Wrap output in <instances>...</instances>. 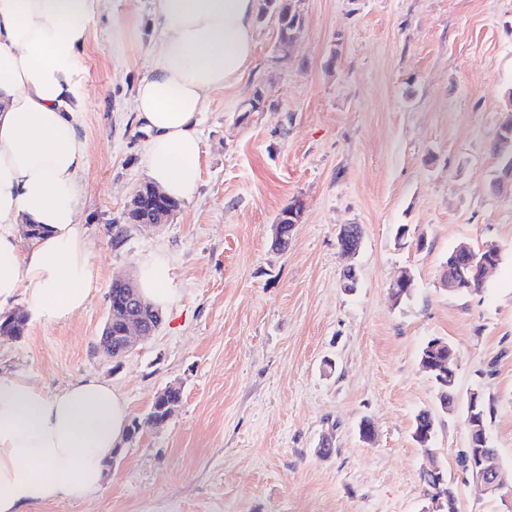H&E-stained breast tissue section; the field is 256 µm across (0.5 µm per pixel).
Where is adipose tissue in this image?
<instances>
[{"label":"adipose tissue","instance_id":"ef3b65f1","mask_svg":"<svg viewBox=\"0 0 512 512\" xmlns=\"http://www.w3.org/2000/svg\"><path fill=\"white\" fill-rule=\"evenodd\" d=\"M101 3L0 0V307L22 294L48 321L84 309L95 287L76 187L89 162L81 61ZM256 17L257 0H152L156 40L135 88L136 120L149 178L179 202L200 184L205 94L242 80ZM26 223L43 233L24 249L13 228ZM139 287L157 307L173 303L166 258L144 261ZM129 417L125 398L93 376L48 393L0 375V512L98 490Z\"/></svg>","mask_w":512,"mask_h":512}]
</instances>
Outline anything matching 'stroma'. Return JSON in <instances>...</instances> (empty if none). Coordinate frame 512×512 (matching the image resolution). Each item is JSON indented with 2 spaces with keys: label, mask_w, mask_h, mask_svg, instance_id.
Instances as JSON below:
<instances>
[{
  "label": "stroma",
  "mask_w": 512,
  "mask_h": 512,
  "mask_svg": "<svg viewBox=\"0 0 512 512\" xmlns=\"http://www.w3.org/2000/svg\"><path fill=\"white\" fill-rule=\"evenodd\" d=\"M155 36L149 0H105L84 51L90 301L0 340V375L50 393L96 376L142 427L98 490L31 512H424L432 458L457 512H499L459 458L478 392L512 480V187L491 188V143L512 112V0H305L289 46L276 17L259 20L245 79L207 95L198 196L172 223L131 225L116 241L110 226L148 180L133 95ZM256 93L264 109L246 111ZM296 199L301 219L275 250L270 226ZM345 224L363 231L352 292L337 244ZM460 243L500 249L481 292L441 284ZM156 254L175 300L153 336L112 360L98 346L112 280ZM404 269L415 290L397 305L389 285ZM434 337L456 352L450 413L419 363ZM169 385L182 389L179 406L164 428L147 425ZM422 409L437 415L427 448L412 437Z\"/></svg>",
  "instance_id": "obj_1"
}]
</instances>
